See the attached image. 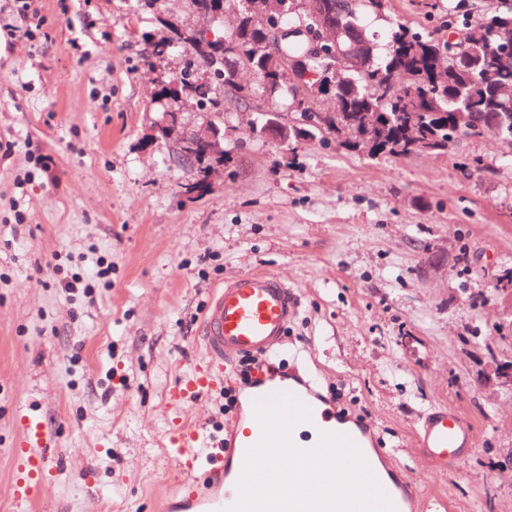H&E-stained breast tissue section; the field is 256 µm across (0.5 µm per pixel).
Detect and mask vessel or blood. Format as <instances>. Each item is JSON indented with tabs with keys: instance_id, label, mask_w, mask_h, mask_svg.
<instances>
[{
	"instance_id": "b4317fda",
	"label": "vessel or blood",
	"mask_w": 512,
	"mask_h": 512,
	"mask_svg": "<svg viewBox=\"0 0 512 512\" xmlns=\"http://www.w3.org/2000/svg\"><path fill=\"white\" fill-rule=\"evenodd\" d=\"M297 298L277 274L251 272L225 280L223 287L214 291L205 309L200 338L206 360L205 369L180 378L174 390L181 396L195 397L213 388L218 372L244 355L260 357L261 362L252 374L251 392L247 397L249 412L246 418L235 419L228 431L225 449L207 454L204 460L193 459L200 435L195 428L185 426L171 438L168 455L189 459L192 484L185 497L166 492L155 503L156 512H229L239 500L238 482L243 472L248 450L262 437V427L254 409L257 404L270 403L287 397L310 411L306 425H295L291 439L296 447L310 449L311 433L335 431L345 426V435L356 447H363L372 426L361 419H353L336 410L332 398L321 394L309 381L296 373L285 374L284 385H269L267 359L276 355L294 319ZM474 443V431L456 410L441 409L429 414L418 437L428 459L445 465L458 459ZM27 477L19 482L13 495L15 504L37 499L42 473L46 466L43 456L27 457ZM384 468L392 481L385 489L395 512H416L419 496L412 482L406 479L393 461H385Z\"/></svg>"
}]
</instances>
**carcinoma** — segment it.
I'll return each instance as SVG.
<instances>
[{"instance_id":"1","label":"carcinoma","mask_w":512,"mask_h":512,"mask_svg":"<svg viewBox=\"0 0 512 512\" xmlns=\"http://www.w3.org/2000/svg\"><path fill=\"white\" fill-rule=\"evenodd\" d=\"M302 2L186 0L200 24L190 28L164 21L167 35L149 41L147 64L161 74L154 100L175 101L178 91L188 90L187 104L224 136V113L233 108L251 112L250 132L256 137L280 125L286 128L280 142L289 166L296 146L307 141L358 154L368 140L374 151L367 157L405 159L447 154L492 122L512 136V65L499 68L492 85L481 73L498 50V32L512 29V0H492L479 12L471 0H448L431 33L393 23L383 53L360 17L390 13L391 0H323L324 21L337 31L335 58L312 57L304 36L284 46L288 62L319 74L317 87L271 56L261 31L285 19L312 23ZM219 7L234 10L236 29L210 38L205 24ZM175 48L186 60L179 72L169 73L167 58ZM206 152L200 145L196 158L181 164L200 188L207 177Z\"/></svg>"}]
</instances>
